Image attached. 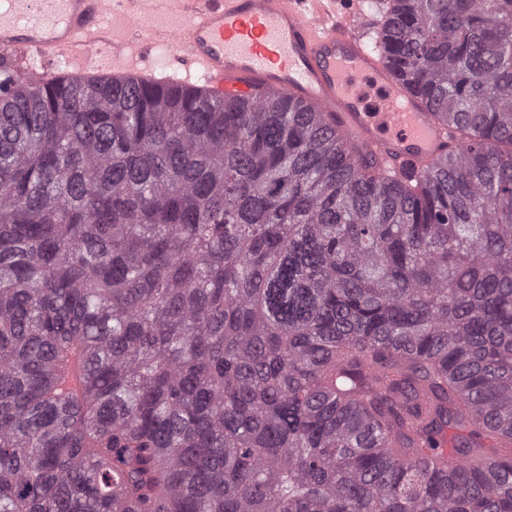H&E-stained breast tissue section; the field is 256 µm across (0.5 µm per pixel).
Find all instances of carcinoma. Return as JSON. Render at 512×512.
Here are the masks:
<instances>
[{"instance_id": "carcinoma-1", "label": "carcinoma", "mask_w": 512, "mask_h": 512, "mask_svg": "<svg viewBox=\"0 0 512 512\" xmlns=\"http://www.w3.org/2000/svg\"><path fill=\"white\" fill-rule=\"evenodd\" d=\"M402 177L273 91L0 54V512H512V0H390Z\"/></svg>"}]
</instances>
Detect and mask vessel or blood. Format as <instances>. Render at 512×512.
<instances>
[{
    "instance_id": "b4317fda",
    "label": "vessel or blood",
    "mask_w": 512,
    "mask_h": 512,
    "mask_svg": "<svg viewBox=\"0 0 512 512\" xmlns=\"http://www.w3.org/2000/svg\"><path fill=\"white\" fill-rule=\"evenodd\" d=\"M145 11L158 22L143 31L136 21ZM380 32L341 0H0V53L13 54L33 82L57 79L44 63L59 57L70 77L148 81V56L167 43L174 61L161 86L201 88L217 101L271 89L321 107L400 176L437 157L445 131L398 75ZM361 78L382 91L379 110L364 101Z\"/></svg>"
}]
</instances>
